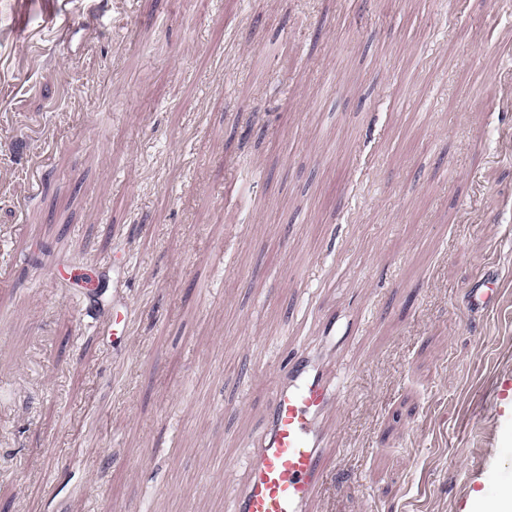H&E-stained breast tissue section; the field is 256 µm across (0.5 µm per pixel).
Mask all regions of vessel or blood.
<instances>
[{"mask_svg":"<svg viewBox=\"0 0 512 512\" xmlns=\"http://www.w3.org/2000/svg\"><path fill=\"white\" fill-rule=\"evenodd\" d=\"M497 298L496 282L483 278L468 290L467 308L484 313ZM275 370L248 475L228 490L231 512H310L331 479L327 420L343 401L333 363L299 348Z\"/></svg>","mask_w":512,"mask_h":512,"instance_id":"vessel-or-blood-1","label":"vessel or blood"}]
</instances>
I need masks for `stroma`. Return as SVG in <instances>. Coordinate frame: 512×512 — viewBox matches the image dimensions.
I'll return each mask as SVG.
<instances>
[{
	"label": "stroma",
	"instance_id": "1",
	"mask_svg": "<svg viewBox=\"0 0 512 512\" xmlns=\"http://www.w3.org/2000/svg\"><path fill=\"white\" fill-rule=\"evenodd\" d=\"M508 55L512 0H0V512H228L302 345L353 369L314 512L512 485ZM486 287V288H481ZM498 298V288L496 281L485 279V275L475 282L473 288L467 292V308L473 315L488 312L492 310Z\"/></svg>",
	"mask_w": 512,
	"mask_h": 512
}]
</instances>
